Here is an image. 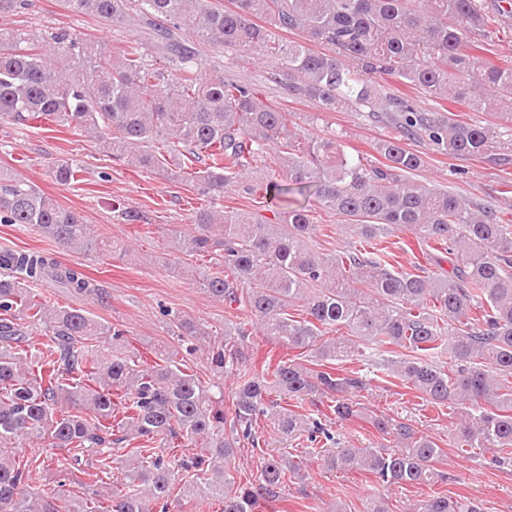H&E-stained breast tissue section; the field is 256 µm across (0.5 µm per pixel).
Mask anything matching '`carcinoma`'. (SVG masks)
<instances>
[{
	"label": "carcinoma",
	"instance_id": "carcinoma-1",
	"mask_svg": "<svg viewBox=\"0 0 512 512\" xmlns=\"http://www.w3.org/2000/svg\"><path fill=\"white\" fill-rule=\"evenodd\" d=\"M72 12L112 24L147 25L170 70L154 67L137 42L107 44L61 30L47 38L0 32V124L45 119L95 138L102 151L208 199L188 229L169 236L170 269L250 319L213 326L169 310L179 350L153 363L117 351L123 332L82 309L49 304L33 285L51 280L88 297L98 288L81 272L40 252L0 253V512H170L176 474L183 496L220 512H264L301 479L309 459L260 453L257 480L231 473L232 458L260 448L261 420L311 443L332 433L320 417L278 403L285 395L326 400L339 420L359 416L352 398L372 380L396 379L425 402L458 414L454 446L512 455V224L496 206L474 205L416 179L422 140L441 155H492L494 128L455 119L449 109L383 91L390 78L428 100L489 108L512 121V65L498 63L475 35L490 16L480 0H64ZM245 52L269 67L288 97L322 112H362L392 128L376 163L348 154L342 135L300 133L288 113L251 84L198 67L196 47ZM266 174L255 179L257 163ZM81 169L59 159L51 176L81 183ZM263 192L288 203L273 217L224 210V189ZM315 198L316 207L301 203ZM332 214L351 242L334 254L310 245L314 213ZM0 223L21 224L76 253L114 252L93 225L35 184L0 168ZM405 231L419 245L451 256V269L399 267L388 237ZM40 325L41 347L28 327ZM296 354L263 360L253 372L251 327ZM374 352L373 376L338 371ZM201 354L207 382L187 364ZM235 387L224 393V378ZM370 423L403 444L400 452L345 448L327 466L372 473L387 485L434 486L448 480L435 463L437 440L414 426L373 415ZM141 439L158 451L133 447ZM73 453L58 488L38 497L24 484L33 459ZM196 447L200 453L169 454ZM91 452L109 468L121 463V487L98 486L83 464ZM87 491L75 497L66 486ZM413 512H481L467 498L434 493Z\"/></svg>",
	"mask_w": 512,
	"mask_h": 512
}]
</instances>
